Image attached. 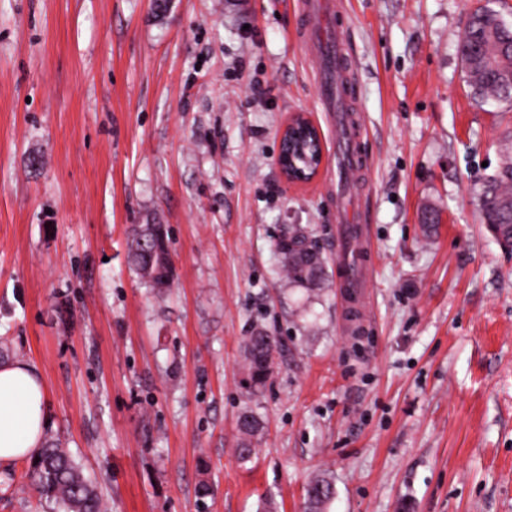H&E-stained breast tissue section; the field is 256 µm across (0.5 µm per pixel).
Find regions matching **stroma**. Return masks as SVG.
<instances>
[{
	"label": "stroma",
	"mask_w": 512,
	"mask_h": 512,
	"mask_svg": "<svg viewBox=\"0 0 512 512\" xmlns=\"http://www.w3.org/2000/svg\"><path fill=\"white\" fill-rule=\"evenodd\" d=\"M337 2L372 249L355 316L301 0H0V340L107 512H302L318 474L325 512H512V252L475 196L512 105L474 102L457 53L474 10L512 25V0ZM298 112L324 162L296 186L276 157ZM139 224L168 230L160 293L129 262ZM291 224L325 259L319 290L282 272ZM256 328L282 350L251 402ZM247 405L263 429L243 463ZM28 467L0 465V512H57ZM334 496L331 482L325 478L311 481L305 492L304 512H324L325 506Z\"/></svg>",
	"instance_id": "stroma-1"
}]
</instances>
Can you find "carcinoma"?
<instances>
[{"instance_id": "cac0c4a2", "label": "carcinoma", "mask_w": 512, "mask_h": 512, "mask_svg": "<svg viewBox=\"0 0 512 512\" xmlns=\"http://www.w3.org/2000/svg\"><path fill=\"white\" fill-rule=\"evenodd\" d=\"M503 25L505 21L497 11L479 8L472 13L469 26L457 46L471 95L479 103L496 99L512 104V81L508 80L512 75V53L507 51L502 55L498 68H487L481 62L485 48L478 47V42L472 39V30L476 28L496 35ZM478 200L484 224H512V209L505 207V203H512V141L505 146L500 165L484 178ZM138 233L139 229L133 230L129 245V258L138 275L152 288L170 287L172 266L166 264L146 274L150 256L140 246ZM275 247L281 255L288 282L308 289L320 287L324 281V261L304 226L289 225L276 240ZM279 351V339L262 329L253 330L246 338L243 384L248 398L262 395ZM239 417L245 418V422L237 424L241 436L237 451L240 460L246 463L255 453L251 448L252 438L260 431L261 423L249 406L242 409ZM38 457L40 461H34L30 466L29 479L41 495L54 501L64 512H102V496L97 486L84 476L82 464L60 442L45 441ZM333 496L331 482L324 478L311 481L305 492L304 512H324Z\"/></svg>"}]
</instances>
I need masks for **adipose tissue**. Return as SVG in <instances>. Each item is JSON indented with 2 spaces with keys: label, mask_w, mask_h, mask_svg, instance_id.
<instances>
[{
  "label": "adipose tissue",
  "mask_w": 512,
  "mask_h": 512,
  "mask_svg": "<svg viewBox=\"0 0 512 512\" xmlns=\"http://www.w3.org/2000/svg\"><path fill=\"white\" fill-rule=\"evenodd\" d=\"M45 396L32 366L20 361L0 364V463L38 455L46 439Z\"/></svg>",
  "instance_id": "adipose-tissue-1"
}]
</instances>
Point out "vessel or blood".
I'll list each match as a JSON object with an SVG mask.
<instances>
[{"label":"vessel or blood","mask_w":512,"mask_h":512,"mask_svg":"<svg viewBox=\"0 0 512 512\" xmlns=\"http://www.w3.org/2000/svg\"><path fill=\"white\" fill-rule=\"evenodd\" d=\"M312 27L308 46L323 71L321 87L323 103L327 111L336 113V141L339 150L340 169L346 177H353L363 168V161L353 147L356 127L346 115V102L351 94L347 78L343 47L333 30L326 27L325 0H306L304 4ZM336 251L345 258L343 286L345 300L350 309L360 310L364 304L361 287L368 265V250L362 241L358 226L341 224L337 227Z\"/></svg>","instance_id":"b4317fda"}]
</instances>
